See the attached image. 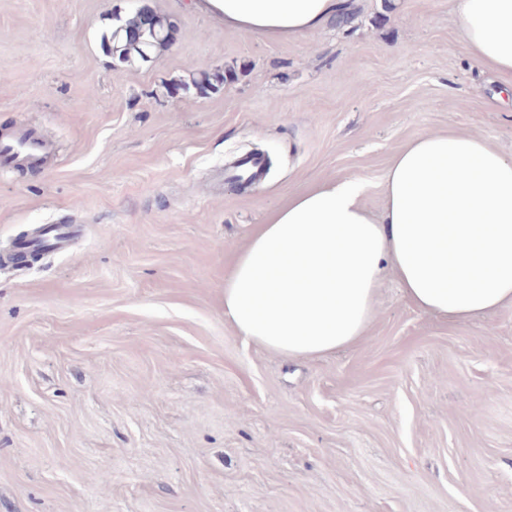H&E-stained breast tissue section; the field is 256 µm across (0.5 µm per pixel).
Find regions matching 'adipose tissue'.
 Listing matches in <instances>:
<instances>
[{
  "mask_svg": "<svg viewBox=\"0 0 512 512\" xmlns=\"http://www.w3.org/2000/svg\"><path fill=\"white\" fill-rule=\"evenodd\" d=\"M243 35L294 40L344 0H203ZM475 64L512 94V0H454ZM374 218L352 179L293 196L224 278V318L284 360L355 345L385 277L419 311L466 321L512 304V157L482 138L428 133L397 150Z\"/></svg>",
  "mask_w": 512,
  "mask_h": 512,
  "instance_id": "ef3b65f1",
  "label": "adipose tissue"
}]
</instances>
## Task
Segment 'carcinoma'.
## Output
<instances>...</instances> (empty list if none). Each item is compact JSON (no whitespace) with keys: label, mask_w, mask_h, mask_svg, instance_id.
I'll use <instances>...</instances> for the list:
<instances>
[{"label":"carcinoma","mask_w":512,"mask_h":512,"mask_svg":"<svg viewBox=\"0 0 512 512\" xmlns=\"http://www.w3.org/2000/svg\"><path fill=\"white\" fill-rule=\"evenodd\" d=\"M173 33V24L151 11L145 13L138 8L131 18L103 37L102 46L106 53L123 63L134 59L145 61L168 46Z\"/></svg>","instance_id":"obj_1"}]
</instances>
